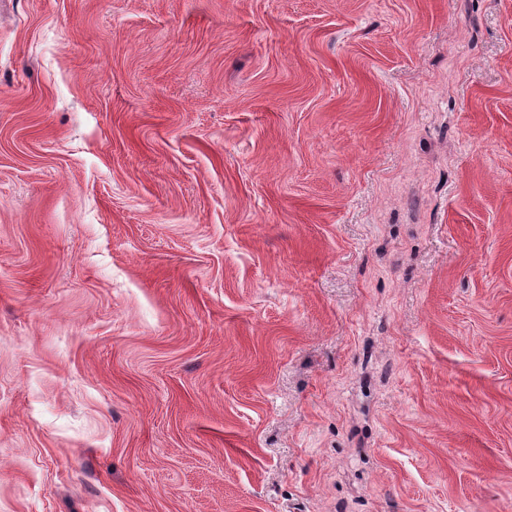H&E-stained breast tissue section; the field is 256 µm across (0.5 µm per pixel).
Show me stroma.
Here are the masks:
<instances>
[{
    "label": "stroma",
    "instance_id": "stroma-1",
    "mask_svg": "<svg viewBox=\"0 0 512 512\" xmlns=\"http://www.w3.org/2000/svg\"><path fill=\"white\" fill-rule=\"evenodd\" d=\"M0 512H512V0H0Z\"/></svg>",
    "mask_w": 512,
    "mask_h": 512
}]
</instances>
